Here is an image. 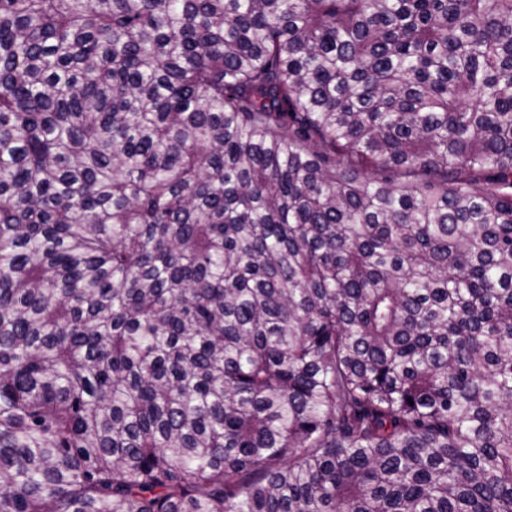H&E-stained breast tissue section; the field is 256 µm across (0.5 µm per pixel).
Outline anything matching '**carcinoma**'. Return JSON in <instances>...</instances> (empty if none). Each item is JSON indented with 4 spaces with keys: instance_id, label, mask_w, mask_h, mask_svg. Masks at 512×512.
I'll list each match as a JSON object with an SVG mask.
<instances>
[{
    "instance_id": "carcinoma-1",
    "label": "carcinoma",
    "mask_w": 512,
    "mask_h": 512,
    "mask_svg": "<svg viewBox=\"0 0 512 512\" xmlns=\"http://www.w3.org/2000/svg\"><path fill=\"white\" fill-rule=\"evenodd\" d=\"M0 512H512V0H0Z\"/></svg>"
}]
</instances>
